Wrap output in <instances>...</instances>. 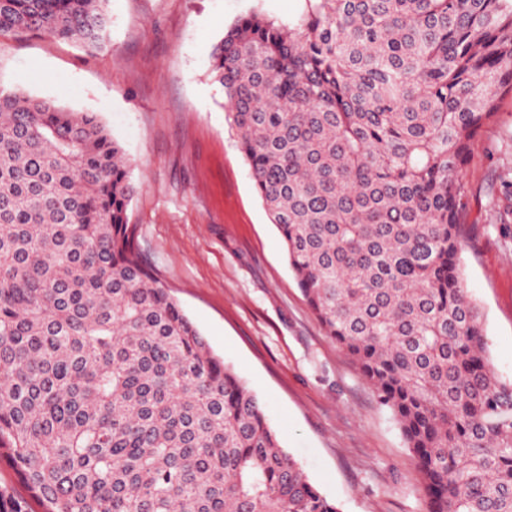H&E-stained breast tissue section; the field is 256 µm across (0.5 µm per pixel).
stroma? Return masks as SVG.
Segmentation results:
<instances>
[{"label":"stroma","mask_w":512,"mask_h":512,"mask_svg":"<svg viewBox=\"0 0 512 512\" xmlns=\"http://www.w3.org/2000/svg\"><path fill=\"white\" fill-rule=\"evenodd\" d=\"M302 0H109L106 47L0 38V88L98 113L139 189L128 214L146 262L210 349L254 391L282 445L339 512H427L392 414L325 333L288 265L227 120L211 53L238 18H296ZM512 95L474 138L461 251L494 372L512 380Z\"/></svg>","instance_id":"obj_1"}]
</instances>
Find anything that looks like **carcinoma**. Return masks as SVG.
Wrapping results in <instances>:
<instances>
[{
	"instance_id": "carcinoma-1",
	"label": "carcinoma",
	"mask_w": 512,
	"mask_h": 512,
	"mask_svg": "<svg viewBox=\"0 0 512 512\" xmlns=\"http://www.w3.org/2000/svg\"><path fill=\"white\" fill-rule=\"evenodd\" d=\"M108 2L0 0V37L94 53ZM303 2L211 53L255 189L428 512H512V381L457 264L512 0ZM137 189L97 113L0 89V460L44 512H338L136 248Z\"/></svg>"
}]
</instances>
